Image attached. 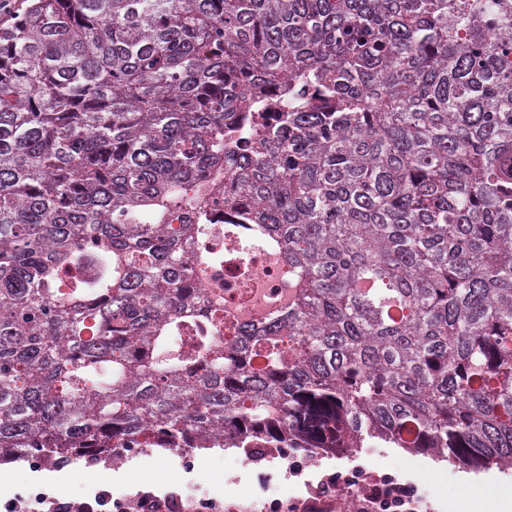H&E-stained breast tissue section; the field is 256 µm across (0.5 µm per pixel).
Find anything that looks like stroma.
Instances as JSON below:
<instances>
[{"label": "stroma", "instance_id": "35a3bbf8", "mask_svg": "<svg viewBox=\"0 0 512 512\" xmlns=\"http://www.w3.org/2000/svg\"><path fill=\"white\" fill-rule=\"evenodd\" d=\"M429 461V456L399 448H362L351 457L289 448L250 460L240 448H144L125 451L111 462L107 489L127 504L146 492H173L181 500L180 512H195L208 499L223 504L224 512H260L274 499L304 503L330 475L355 472L368 482L389 480L409 487L417 512H499L512 470L484 471L475 492L468 494L459 487V466L446 462L431 471ZM91 468L83 458L58 466L17 461L5 497L26 499L40 492L62 500L93 497L100 486L88 479Z\"/></svg>", "mask_w": 512, "mask_h": 512}]
</instances>
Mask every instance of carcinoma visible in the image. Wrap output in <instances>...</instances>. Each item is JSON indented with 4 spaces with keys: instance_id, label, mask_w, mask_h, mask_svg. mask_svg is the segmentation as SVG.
<instances>
[{
    "instance_id": "cac0c4a2",
    "label": "carcinoma",
    "mask_w": 512,
    "mask_h": 512,
    "mask_svg": "<svg viewBox=\"0 0 512 512\" xmlns=\"http://www.w3.org/2000/svg\"><path fill=\"white\" fill-rule=\"evenodd\" d=\"M253 250L288 292L242 319L204 278ZM379 447L512 469V0H31L0 460ZM211 200L212 208L217 210L210 213V224L217 225H215V234L207 245L219 251L224 249V234L221 225L224 224V181L219 185Z\"/></svg>"
}]
</instances>
